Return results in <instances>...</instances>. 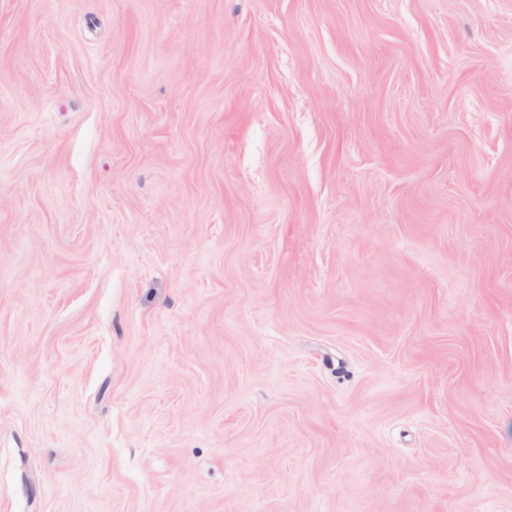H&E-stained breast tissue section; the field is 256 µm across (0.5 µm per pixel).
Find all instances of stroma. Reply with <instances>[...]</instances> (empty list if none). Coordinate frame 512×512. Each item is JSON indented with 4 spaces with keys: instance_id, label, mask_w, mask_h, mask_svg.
Instances as JSON below:
<instances>
[{
    "instance_id": "1",
    "label": "stroma",
    "mask_w": 512,
    "mask_h": 512,
    "mask_svg": "<svg viewBox=\"0 0 512 512\" xmlns=\"http://www.w3.org/2000/svg\"><path fill=\"white\" fill-rule=\"evenodd\" d=\"M0 512H512V0H0Z\"/></svg>"
}]
</instances>
